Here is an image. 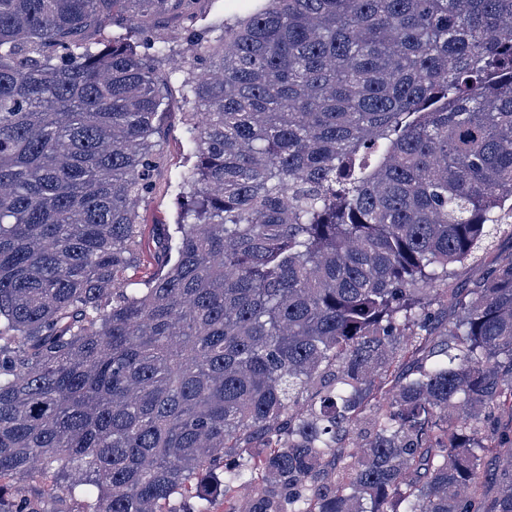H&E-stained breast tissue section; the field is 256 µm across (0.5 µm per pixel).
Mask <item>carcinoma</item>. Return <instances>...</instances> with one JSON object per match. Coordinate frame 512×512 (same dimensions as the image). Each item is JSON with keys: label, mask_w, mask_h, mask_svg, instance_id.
<instances>
[{"label": "carcinoma", "mask_w": 512, "mask_h": 512, "mask_svg": "<svg viewBox=\"0 0 512 512\" xmlns=\"http://www.w3.org/2000/svg\"><path fill=\"white\" fill-rule=\"evenodd\" d=\"M183 2L0 0V512H512V0ZM263 3L254 0H192L182 8V12L169 14L158 18L156 25L166 33L168 38L167 54L172 61H179L183 52L182 32L188 25L186 15H195V27L199 31L206 30L209 37L220 34L223 22L233 23L236 19L244 17L248 11ZM169 102L165 120V162L156 177L155 188L141 204L144 254L138 276L150 275L155 266L150 258L154 249L153 232L157 224H171L176 217V197L180 174L192 163L191 143L184 120L186 104L177 82Z\"/></svg>", "instance_id": "carcinoma-1"}]
</instances>
